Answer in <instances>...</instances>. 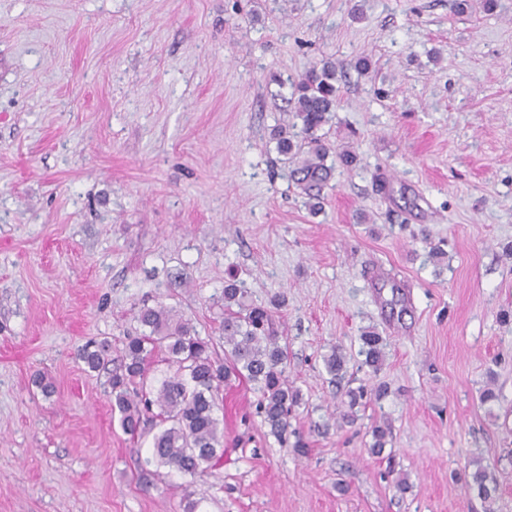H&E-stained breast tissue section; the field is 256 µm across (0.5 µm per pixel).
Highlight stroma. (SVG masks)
<instances>
[{"instance_id": "35a3bbf8", "label": "stroma", "mask_w": 512, "mask_h": 512, "mask_svg": "<svg viewBox=\"0 0 512 512\" xmlns=\"http://www.w3.org/2000/svg\"><path fill=\"white\" fill-rule=\"evenodd\" d=\"M470 3L0 0V512H512V0ZM326 57L325 137L357 164L314 215L269 132ZM231 275L285 296L301 402L278 437L254 384L224 385V457L194 479L150 463L78 351L162 304L223 354ZM377 381L384 399L349 406ZM361 353L365 355V364L376 373L383 359V339L376 332L367 331L360 336Z\"/></svg>"}]
</instances>
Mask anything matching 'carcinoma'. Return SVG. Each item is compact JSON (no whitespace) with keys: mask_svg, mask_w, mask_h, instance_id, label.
Wrapping results in <instances>:
<instances>
[{"mask_svg":"<svg viewBox=\"0 0 512 512\" xmlns=\"http://www.w3.org/2000/svg\"><path fill=\"white\" fill-rule=\"evenodd\" d=\"M336 62L323 60L313 65L297 83L289 104L300 122L299 131L279 127L272 133L276 147L289 164V180L320 208V192L334 177L336 166L327 164L331 147L319 135L339 105ZM238 311H231L232 306ZM224 358L214 357L213 344L198 336L190 320L159 306L143 307L136 321L149 332L127 335L121 340L118 366L106 384L112 397V413L124 433L140 435L148 426L145 415L160 409V429L152 438L151 456L160 466L195 478L208 472L224 456V430L215 416L221 387L231 377L244 378L261 392L258 413L276 434L288 428L291 407L299 401L288 386L287 350L273 335L272 310L263 303H246L245 291L233 282L224 286ZM365 364L378 371L383 359V339L373 331L360 336ZM167 355L173 373L165 376L156 391L146 389L148 361L157 351ZM112 356V343L103 340L84 346L80 359L91 371L101 369ZM474 488L490 500L497 485L488 483L479 471Z\"/></svg>","mask_w":512,"mask_h":512,"instance_id":"1","label":"carcinoma"}]
</instances>
